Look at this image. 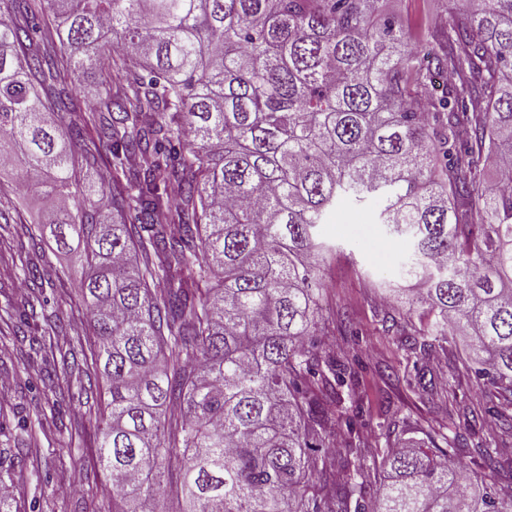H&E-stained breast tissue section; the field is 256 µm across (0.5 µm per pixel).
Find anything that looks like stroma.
<instances>
[{"mask_svg":"<svg viewBox=\"0 0 512 512\" xmlns=\"http://www.w3.org/2000/svg\"><path fill=\"white\" fill-rule=\"evenodd\" d=\"M384 15L401 19L411 43L444 24L448 0H383ZM16 170L0 169V224L41 223L52 204L33 194L15 212ZM375 202L357 207L340 202L323 240L335 253L325 266L321 297L320 350L345 366L348 385L340 389L345 415L336 452L324 459L336 475L358 454L368 469L360 502H373L383 485L382 457L406 441L426 445L448 438L456 458L495 487L512 488V402L477 385L463 364L464 338L426 352L410 349L405 338L408 317L386 305L385 297L403 287L398 271L407 252L375 220ZM44 255L55 270L41 294L24 283L19 260L27 253ZM67 253L51 238L0 236V484L9 495L0 512H92L112 506V482L92 458L97 426L107 413L108 382L99 374L62 372L60 354L72 346L91 349L92 331L80 305V282L68 276ZM60 317L64 335L51 337L54 360L43 361L30 350L28 337L46 330ZM493 437L498 466L486 462L478 443Z\"/></svg>","mask_w":512,"mask_h":512,"instance_id":"stroma-1","label":"stroma"}]
</instances>
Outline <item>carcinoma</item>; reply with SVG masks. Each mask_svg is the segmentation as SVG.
<instances>
[{
	"instance_id": "1",
	"label": "carcinoma",
	"mask_w": 512,
	"mask_h": 512,
	"mask_svg": "<svg viewBox=\"0 0 512 512\" xmlns=\"http://www.w3.org/2000/svg\"><path fill=\"white\" fill-rule=\"evenodd\" d=\"M448 2L420 57L382 0H0V164L54 201L58 249L83 243L67 274L110 383L97 454L120 512L168 492L179 512H322L345 379L311 337L340 198L408 240L415 335L465 337L477 382L512 397V0ZM87 66L110 75L91 109L70 84ZM435 69L454 81L423 107ZM104 162L109 201L81 178ZM451 451L390 449L372 512H512ZM366 475L323 490L346 508Z\"/></svg>"
}]
</instances>
